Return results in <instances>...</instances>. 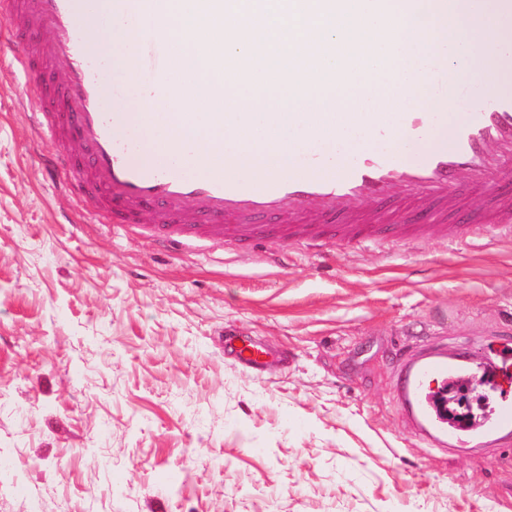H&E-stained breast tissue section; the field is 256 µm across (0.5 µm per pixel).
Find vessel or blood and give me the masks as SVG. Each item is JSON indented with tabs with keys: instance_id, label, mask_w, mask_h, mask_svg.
Instances as JSON below:
<instances>
[{
	"instance_id": "obj_1",
	"label": "vessel or blood",
	"mask_w": 512,
	"mask_h": 512,
	"mask_svg": "<svg viewBox=\"0 0 512 512\" xmlns=\"http://www.w3.org/2000/svg\"><path fill=\"white\" fill-rule=\"evenodd\" d=\"M381 22L394 25L399 17L416 16L420 0H375ZM168 0H0V21L9 28L31 26L48 30L40 44L14 40L17 68L32 78L31 93L38 99V124L51 142L77 137L87 148L84 160H67L50 171L77 196L99 201L95 215L102 224H135L141 206L158 208L156 236L175 244L194 235L240 245L279 235L298 238L310 246L337 236L371 241L383 236L422 238L431 235L451 242L466 236L470 225L512 229V189L499 183L504 162L512 160V97L489 90L470 103L466 120L453 132V145L414 155L394 150L397 142H425L448 123L449 105L464 100L468 66L460 61L435 62L416 75L414 83L430 99L419 111L398 112H285L270 105L267 125H301L306 145L294 151L287 175L255 182L225 176L209 166L203 146L182 145L196 162L182 167L136 162L142 132L156 129L158 108L167 104L184 81L174 64L169 42L156 38L150 26L162 21ZM145 25L136 32V47L122 71L99 55L85 37L86 30L105 31L128 12ZM60 71L64 80L48 83L42 67ZM215 73L234 80L249 76L241 60L215 52ZM361 83H391L393 68L378 59L374 68L360 70ZM327 83V72L294 67L284 77L288 88ZM110 97L137 99L143 104L136 120L106 108ZM210 109L195 112L190 102L168 113L169 123H204L215 129L238 125L236 101L224 84H213ZM362 130L372 146L369 158L339 165L319 148L323 135L337 124ZM484 205L471 207L474 190ZM232 351L245 366L260 369L262 350L243 340ZM491 376L493 406L479 422L467 425L449 419L445 396L449 386L465 385L470 374ZM396 401L413 437L432 448L452 453L460 448L493 450L512 441V345L500 344L480 362L463 348L439 338L401 359L394 376Z\"/></svg>"
}]
</instances>
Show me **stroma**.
I'll return each mask as SVG.
<instances>
[{
    "label": "stroma",
    "mask_w": 512,
    "mask_h": 512,
    "mask_svg": "<svg viewBox=\"0 0 512 512\" xmlns=\"http://www.w3.org/2000/svg\"><path fill=\"white\" fill-rule=\"evenodd\" d=\"M0 30V512H512V446L411 437L395 368L512 341V239L162 249L92 222ZM246 337L262 370L230 355Z\"/></svg>",
    "instance_id": "1"
}]
</instances>
